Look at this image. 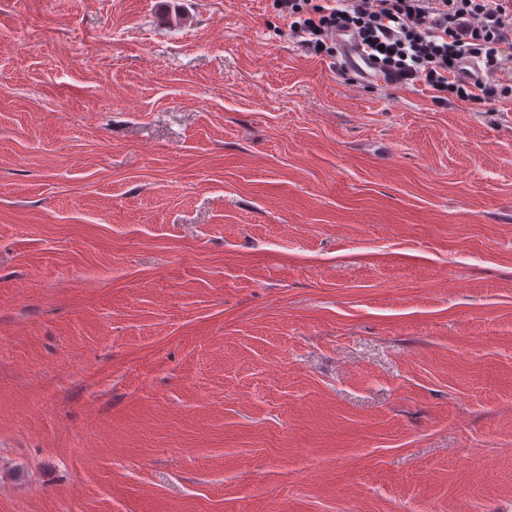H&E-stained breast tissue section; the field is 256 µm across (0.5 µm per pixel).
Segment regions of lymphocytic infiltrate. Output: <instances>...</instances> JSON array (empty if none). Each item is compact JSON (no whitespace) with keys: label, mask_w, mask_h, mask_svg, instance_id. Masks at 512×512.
Instances as JSON below:
<instances>
[{"label":"lymphocytic infiltrate","mask_w":512,"mask_h":512,"mask_svg":"<svg viewBox=\"0 0 512 512\" xmlns=\"http://www.w3.org/2000/svg\"><path fill=\"white\" fill-rule=\"evenodd\" d=\"M303 52L335 59V35H355L379 63L387 87H420L495 106L512 98V0H272ZM479 69L461 78L463 61Z\"/></svg>","instance_id":"obj_1"}]
</instances>
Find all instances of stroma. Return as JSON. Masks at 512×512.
<instances>
[{"mask_svg": "<svg viewBox=\"0 0 512 512\" xmlns=\"http://www.w3.org/2000/svg\"><path fill=\"white\" fill-rule=\"evenodd\" d=\"M0 512H512V101L0 0Z\"/></svg>", "mask_w": 512, "mask_h": 512, "instance_id": "stroma-1", "label": "stroma"}]
</instances>
